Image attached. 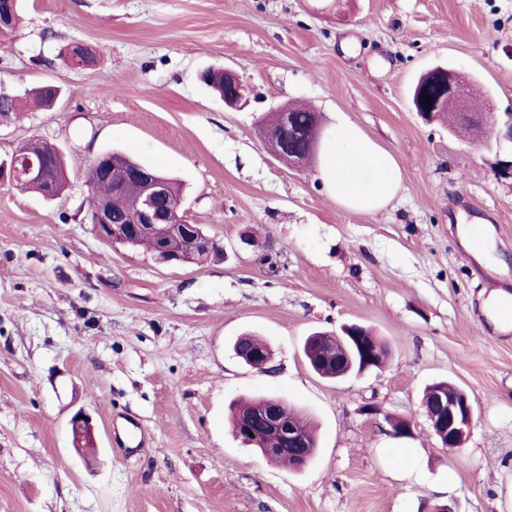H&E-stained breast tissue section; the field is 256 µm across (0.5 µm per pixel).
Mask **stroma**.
I'll use <instances>...</instances> for the list:
<instances>
[{
	"label": "stroma",
	"mask_w": 512,
	"mask_h": 512,
	"mask_svg": "<svg viewBox=\"0 0 512 512\" xmlns=\"http://www.w3.org/2000/svg\"><path fill=\"white\" fill-rule=\"evenodd\" d=\"M85 44L86 69L60 53ZM443 64L512 108V0H26L0 36V89L52 83L50 110L0 123V158L33 137L57 144V198L0 182V512H512V330L484 305L512 293L508 142L425 122L411 91ZM229 68L238 109L202 81ZM289 103L326 127L358 126L398 165L375 214L336 203L317 162L291 165L257 121ZM121 150L183 185L182 212L219 251L170 265L107 242L90 222L85 171ZM481 220L506 268L487 267L458 227ZM369 328L388 362L342 380L314 373L307 336ZM274 353L261 372L243 334ZM448 380L475 426L442 448L421 406ZM284 399L317 426L297 473L237 440L229 405ZM92 418L96 450L69 426ZM413 422L390 434L387 417ZM240 344L246 347H249L252 351L258 352V353H251L245 356L243 351L240 347H235L233 349L235 355L241 359L246 365L250 366L251 368L266 371L272 368L270 365L273 360V354L272 352L270 354H265L261 352H268L269 348L266 344H264L260 339H258L256 336H242L240 339H237L235 341V344ZM260 352V353H259ZM259 361V364H256V362Z\"/></svg>",
	"instance_id": "1"
}]
</instances>
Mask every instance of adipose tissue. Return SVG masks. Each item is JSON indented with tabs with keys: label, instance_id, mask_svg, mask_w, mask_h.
I'll return each instance as SVG.
<instances>
[{
	"label": "adipose tissue",
	"instance_id": "adipose-tissue-1",
	"mask_svg": "<svg viewBox=\"0 0 512 512\" xmlns=\"http://www.w3.org/2000/svg\"><path fill=\"white\" fill-rule=\"evenodd\" d=\"M318 176L338 204L363 213L385 208L400 186L392 155L347 122L337 124L326 142Z\"/></svg>",
	"mask_w": 512,
	"mask_h": 512
}]
</instances>
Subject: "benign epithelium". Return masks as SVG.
<instances>
[{"label":"benign epithelium","instance_id":"7a95c632","mask_svg":"<svg viewBox=\"0 0 512 512\" xmlns=\"http://www.w3.org/2000/svg\"><path fill=\"white\" fill-rule=\"evenodd\" d=\"M437 77V92L432 96V103L422 102L418 94L412 95V104L416 112L425 118H432L435 113L454 108L459 119L471 125L475 132L474 139L494 135L498 139L512 142V112L501 115L484 109L475 111L472 96L465 93L459 84V77L453 70L436 66L424 73V76ZM224 105L238 108L245 99V88L238 76L230 69L224 70ZM45 180V170L42 162L28 158L22 159V154L16 152L0 162V182H9L24 188L31 182ZM145 186L144 198L139 210L137 223L148 226L158 236L161 243L160 260L173 262L176 260L175 251L170 242L179 239V218L181 200L172 198L167 191L165 177L151 174L143 178ZM93 223L100 238L109 241H121L124 234L120 225L112 222V201H104L95 209ZM359 342L363 357V365L359 373H364L374 367L375 356L382 355L381 343L376 339L363 343L356 335L352 325L341 327L338 332H323L314 339L318 357L316 367L321 369L327 365L328 352H336V347L347 342ZM235 355L246 365L261 371L271 369L273 354L251 353L246 355L241 348H234ZM432 434L439 443L448 448H461L468 439L474 425V410L467 393L458 387L453 389L438 388L432 399L423 402ZM263 413L249 416L238 422L234 429L235 437L242 444L251 446L260 441V434L265 432L268 425L279 426L283 447L263 448L262 453H286L294 462L293 470L304 469L314 457V450L301 434L298 427L292 423L278 425L276 420L277 407L266 403L262 406ZM71 430L75 431L78 439L92 434L90 415L83 409L76 411L70 418Z\"/></svg>","mask_w":512,"mask_h":512}]
</instances>
